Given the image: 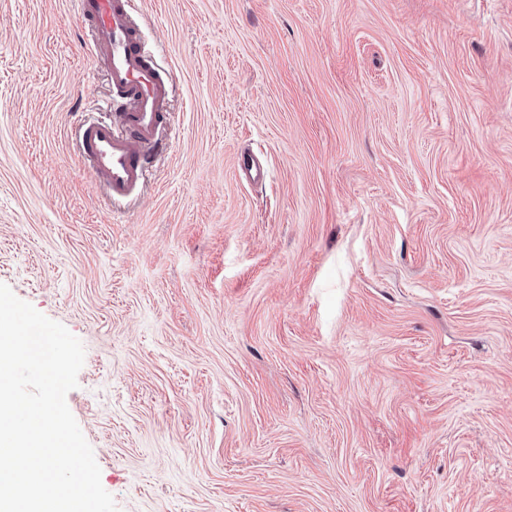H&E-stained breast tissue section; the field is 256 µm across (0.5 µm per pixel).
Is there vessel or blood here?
<instances>
[{"mask_svg": "<svg viewBox=\"0 0 512 512\" xmlns=\"http://www.w3.org/2000/svg\"><path fill=\"white\" fill-rule=\"evenodd\" d=\"M81 18L96 27L93 55L104 65L123 104L105 119L85 124L80 160L115 200L135 194L161 143L170 83L156 69L127 0H76Z\"/></svg>", "mask_w": 512, "mask_h": 512, "instance_id": "obj_1", "label": "vessel or blood"}]
</instances>
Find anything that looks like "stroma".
Segmentation results:
<instances>
[{
	"mask_svg": "<svg viewBox=\"0 0 512 512\" xmlns=\"http://www.w3.org/2000/svg\"><path fill=\"white\" fill-rule=\"evenodd\" d=\"M128 4L173 88L116 207L93 32L0 0V283L120 512H512V0Z\"/></svg>",
	"mask_w": 512,
	"mask_h": 512,
	"instance_id": "1",
	"label": "stroma"
}]
</instances>
